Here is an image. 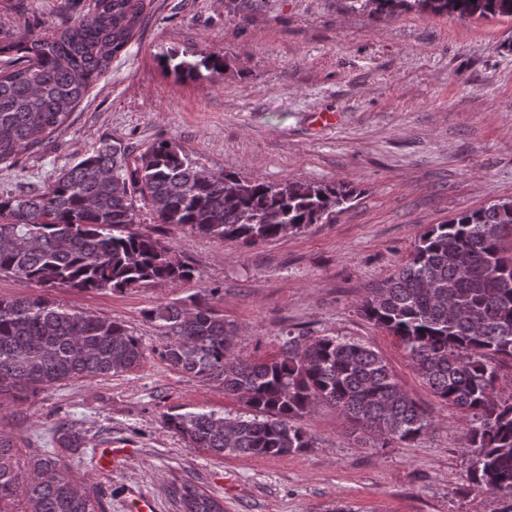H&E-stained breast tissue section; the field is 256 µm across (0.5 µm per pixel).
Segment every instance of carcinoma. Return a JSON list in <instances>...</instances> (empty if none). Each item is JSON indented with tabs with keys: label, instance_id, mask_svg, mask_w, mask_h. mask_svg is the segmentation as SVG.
Returning a JSON list of instances; mask_svg holds the SVG:
<instances>
[{
	"label": "carcinoma",
	"instance_id": "1",
	"mask_svg": "<svg viewBox=\"0 0 512 512\" xmlns=\"http://www.w3.org/2000/svg\"><path fill=\"white\" fill-rule=\"evenodd\" d=\"M152 0H94L87 16L52 32L0 36V165L49 142L74 108L145 25ZM379 16L417 8L460 19H512V0H351ZM224 58L201 53L164 69L192 79ZM131 151L103 140L60 170L44 189L0 196V275L41 288L125 291L178 284L194 269L170 247L132 230L136 205L157 223L187 227L217 242L254 246L331 216L356 198L344 183H269L231 170L209 175L174 141ZM512 199L430 224L412 256L369 289L359 312L392 336L419 378L443 403L472 416L463 437L472 454L468 487L512 497V397L495 393L498 366L512 362ZM152 307L166 336L162 359L174 370L216 381L246 412L167 414L165 427L187 448L214 457H278L314 447L298 418L329 404L364 436L411 442L433 424L383 357L348 336L282 332L277 356L235 351V330L207 296ZM145 358L141 339L111 319L64 309L42 295L0 297V397L23 404L72 379L129 372ZM52 450L21 461L17 439L0 431V512H106L100 494L76 478L66 455L84 434L59 427ZM183 512H224L191 483L174 488Z\"/></svg>",
	"mask_w": 512,
	"mask_h": 512
}]
</instances>
